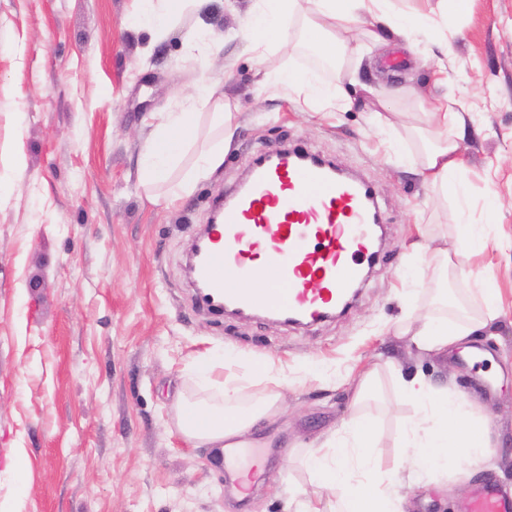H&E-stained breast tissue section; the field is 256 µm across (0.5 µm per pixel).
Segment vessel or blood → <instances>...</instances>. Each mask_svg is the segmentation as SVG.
Listing matches in <instances>:
<instances>
[{"instance_id":"1","label":"vessel or blood","mask_w":512,"mask_h":512,"mask_svg":"<svg viewBox=\"0 0 512 512\" xmlns=\"http://www.w3.org/2000/svg\"><path fill=\"white\" fill-rule=\"evenodd\" d=\"M374 222L369 187L305 160L300 149L273 152L201 243L195 279L212 312L235 308L312 325L373 259ZM256 278L262 287H250ZM470 512H512V497L485 482Z\"/></svg>"}]
</instances>
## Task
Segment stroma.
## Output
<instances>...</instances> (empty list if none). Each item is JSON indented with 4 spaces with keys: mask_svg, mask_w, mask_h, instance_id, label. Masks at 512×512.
<instances>
[{
    "mask_svg": "<svg viewBox=\"0 0 512 512\" xmlns=\"http://www.w3.org/2000/svg\"><path fill=\"white\" fill-rule=\"evenodd\" d=\"M254 5L202 0L160 36L136 24L140 0H0V155L20 153L28 173L0 196V502L14 512H289L295 492L328 512L336 493L300 455L358 414L376 425L382 471L405 466L400 435L418 410L397 390L401 374L466 393L495 450L482 467L390 484L408 512H467L488 479L512 495V0H470L463 14L435 16L453 50L445 85L433 84L425 42L349 58L327 77L351 100L334 112L255 91V61L239 37ZM201 35L211 51L190 55ZM204 82L221 83L237 105L224 164L182 201L150 202L141 161L154 126ZM433 92L465 115L470 220L487 237L449 277L441 268L458 209L415 166L414 114ZM282 145L370 182L385 224L350 307L308 328L214 314L184 270L216 193L233 190L258 151ZM478 276L499 305L469 340L485 351L480 362L422 352L399 335L409 313L456 322L482 310ZM265 355L288 384L277 415L244 436L263 476L242 500L216 449L178 431L174 406L199 393L203 360L244 398L267 394L269 383L246 369ZM370 369L377 394L353 408Z\"/></svg>",
    "mask_w": 512,
    "mask_h": 512,
    "instance_id": "35a3bbf8",
    "label": "stroma"
}]
</instances>
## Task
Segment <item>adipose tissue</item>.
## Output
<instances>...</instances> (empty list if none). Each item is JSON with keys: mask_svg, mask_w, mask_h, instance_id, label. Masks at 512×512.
I'll return each mask as SVG.
<instances>
[{"mask_svg": "<svg viewBox=\"0 0 512 512\" xmlns=\"http://www.w3.org/2000/svg\"><path fill=\"white\" fill-rule=\"evenodd\" d=\"M200 0H141L139 20L157 33H166L187 14L197 10ZM298 0H256L243 24L247 49L258 62L254 86L262 91L277 88L302 97L306 106L317 110L336 108L341 94L336 85L321 82L288 69L274 72L263 66L273 50L293 46L296 39L312 45L324 58L340 61L358 54L359 45L337 39L328 29L334 21L355 28L371 19L369 40L386 45L391 39L413 41L428 33L429 13L418 6L395 8L392 0H310V17L300 34L291 23L297 15ZM208 112L214 137L200 149L180 179L172 171L197 138V118ZM462 114L440 98L428 99L416 115L415 129L425 139L420 162L425 181L453 196L461 210L469 208V181L456 138L445 134L448 126H463ZM235 129V115L219 84L202 83L185 107L167 113L155 127L141 162L145 187L163 188L165 200L173 204L190 194L202 178L224 163V152ZM484 313L463 323H451L433 315L414 318L403 332L423 351L445 352L471 335H480L498 317L493 289L480 288ZM401 395L412 402L419 416L402 436L410 448L412 472L445 470L460 461L478 466L488 462L494 450L486 437L485 422L473 415L464 395L436 389L422 377L401 378ZM277 395L246 401L236 389L219 386L205 398L180 396L177 427L195 446L236 448L247 431L258 427L277 409ZM375 440L372 423L361 416L350 419L342 432L319 448L308 450L302 463L319 483L338 490L334 512H403L401 499L384 489L385 475L371 453Z\"/></svg>", "mask_w": 512, "mask_h": 512, "instance_id": "adipose-tissue-1", "label": "adipose tissue"}]
</instances>
